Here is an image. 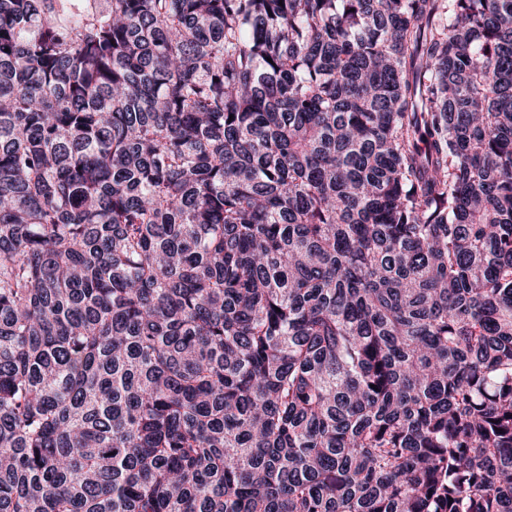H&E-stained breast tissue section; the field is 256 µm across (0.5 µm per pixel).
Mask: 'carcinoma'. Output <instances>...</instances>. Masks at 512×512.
<instances>
[{
	"instance_id": "cac0c4a2",
	"label": "carcinoma",
	"mask_w": 512,
	"mask_h": 512,
	"mask_svg": "<svg viewBox=\"0 0 512 512\" xmlns=\"http://www.w3.org/2000/svg\"><path fill=\"white\" fill-rule=\"evenodd\" d=\"M0 512H512V0H0Z\"/></svg>"
}]
</instances>
